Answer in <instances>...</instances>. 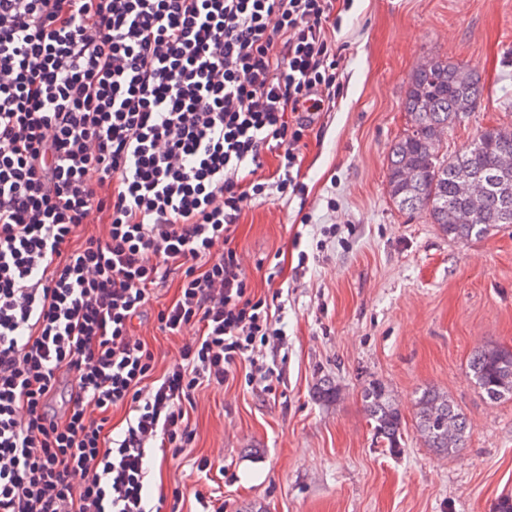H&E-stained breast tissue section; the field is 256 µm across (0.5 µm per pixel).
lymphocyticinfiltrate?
I'll list each match as a JSON object with an SVG mask.
<instances>
[{"mask_svg":"<svg viewBox=\"0 0 512 512\" xmlns=\"http://www.w3.org/2000/svg\"><path fill=\"white\" fill-rule=\"evenodd\" d=\"M349 8L0 0V512H160L149 450L191 442L197 388L244 361L272 380L280 331L231 242L247 203L303 192ZM93 213L104 237L77 240ZM174 266L157 321L193 337L157 378L135 323Z\"/></svg>","mask_w":512,"mask_h":512,"instance_id":"obj_1","label":"lymphocytic infiltrate"}]
</instances>
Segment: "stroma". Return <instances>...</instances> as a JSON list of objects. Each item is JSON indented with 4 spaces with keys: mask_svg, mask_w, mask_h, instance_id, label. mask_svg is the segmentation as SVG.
I'll list each match as a JSON object with an SVG mask.
<instances>
[{
    "mask_svg": "<svg viewBox=\"0 0 512 512\" xmlns=\"http://www.w3.org/2000/svg\"><path fill=\"white\" fill-rule=\"evenodd\" d=\"M342 94L306 138V190L248 204L232 245L283 340L271 386L249 363L194 394V439L180 453L152 449L146 481L170 512L174 490L224 512H494L512 495V397L490 401L470 378L482 345L512 348V224L466 242L387 192L388 152L410 122L402 109L414 58L475 67V112L445 135L457 152L482 130L512 126V0H354L336 33ZM181 270L151 290L138 334L156 372L179 359L183 337L162 333L158 310ZM338 401L317 399L322 379ZM382 382L404 415L403 446L377 438L361 393ZM433 386L466 414L464 448L437 454L415 428L416 391ZM208 458L209 474L193 462Z\"/></svg>",
    "mask_w": 512,
    "mask_h": 512,
    "instance_id": "obj_1",
    "label": "stroma"
}]
</instances>
